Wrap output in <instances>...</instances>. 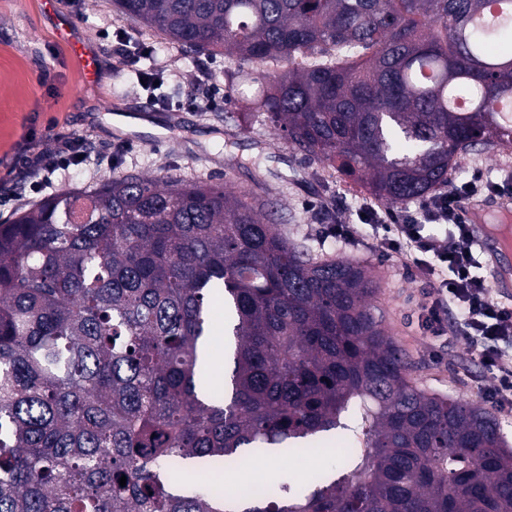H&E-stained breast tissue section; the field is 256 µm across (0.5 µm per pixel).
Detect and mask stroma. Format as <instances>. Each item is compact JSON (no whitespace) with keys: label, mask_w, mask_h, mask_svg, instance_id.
Masks as SVG:
<instances>
[{"label":"stroma","mask_w":512,"mask_h":512,"mask_svg":"<svg viewBox=\"0 0 512 512\" xmlns=\"http://www.w3.org/2000/svg\"><path fill=\"white\" fill-rule=\"evenodd\" d=\"M67 11L98 49L103 74L97 84L85 81L68 45L54 36L41 0H0V223L10 222L18 210L41 199L40 194L13 187L16 144L29 140L49 150L57 131L85 139L90 154L83 164L55 179L56 193L128 172L218 182L236 193L251 191L257 181H264L268 217L287 230L290 240L311 239L330 255L368 264L378 286L376 302L385 315L384 328L410 360L418 385L483 404V391L492 387L493 380L470 347L427 337L419 325L429 291L426 282L371 250L370 229L358 218L360 209L371 201L362 185L351 177L329 175L324 164L302 161L260 122L250 123L244 133L225 122V113L238 111L240 99L224 83L231 59L221 54L201 59L184 56L162 36L145 34L123 19L112 0H80ZM115 28L131 40L156 47L155 61L165 69L159 100H151L138 85L136 63L119 53L111 34ZM45 70L55 76L48 85L39 81ZM214 88L223 89V106L202 108ZM187 98L199 101V108L184 106ZM136 108L153 109V130L117 135L101 117L106 110L129 114ZM174 110L184 122L165 130L163 114ZM108 154L113 157L109 164L103 161ZM478 175L496 182L512 179V145L501 143L464 155L451 179L461 184ZM328 207L337 222L359 224L358 242L323 233L320 216Z\"/></svg>","instance_id":"obj_1"}]
</instances>
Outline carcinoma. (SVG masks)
<instances>
[{"label":"carcinoma","mask_w":512,"mask_h":512,"mask_svg":"<svg viewBox=\"0 0 512 512\" xmlns=\"http://www.w3.org/2000/svg\"><path fill=\"white\" fill-rule=\"evenodd\" d=\"M113 4L185 55L252 65L224 71L256 87L244 115L380 201L427 198L462 155L512 143V0L480 25L484 0ZM265 214L257 193L127 173L0 224V512H512L497 420L413 381L364 263ZM214 292L219 390L200 378ZM355 405L360 447L305 487L186 475L306 454Z\"/></svg>","instance_id":"cac0c4a2"}]
</instances>
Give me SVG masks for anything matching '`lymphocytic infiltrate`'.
Wrapping results in <instances>:
<instances>
[{
	"instance_id": "f902f5d3",
	"label": "lymphocytic infiltrate",
	"mask_w": 512,
	"mask_h": 512,
	"mask_svg": "<svg viewBox=\"0 0 512 512\" xmlns=\"http://www.w3.org/2000/svg\"><path fill=\"white\" fill-rule=\"evenodd\" d=\"M85 140L61 138L48 152L19 148V166L14 181L20 187L39 192L52 184L55 175L78 166L86 154ZM490 191L512 194V185L492 181H469L449 186L422 202L418 209H366L360 223L372 227L371 248L385 260L399 263L420 277L429 279L433 291L422 306L421 325L431 336L452 335L455 341L476 347L480 364L495 379L485 398L500 413L512 414V363L503 359L502 349L512 345V306L495 301L492 291L474 270L478 260L473 237L460 202L463 197ZM429 224L447 227L446 244L434 245L425 235ZM456 308L462 317L449 323L448 310Z\"/></svg>"
}]
</instances>
